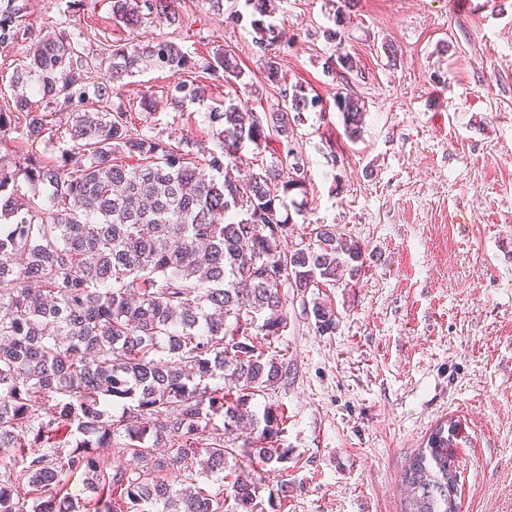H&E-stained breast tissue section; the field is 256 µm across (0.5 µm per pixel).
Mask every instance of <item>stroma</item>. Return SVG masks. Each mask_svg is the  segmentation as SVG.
<instances>
[{"label":"stroma","mask_w":512,"mask_h":512,"mask_svg":"<svg viewBox=\"0 0 512 512\" xmlns=\"http://www.w3.org/2000/svg\"><path fill=\"white\" fill-rule=\"evenodd\" d=\"M70 2L28 0L27 19L64 37L84 31L96 47L165 38L201 63L236 54L242 82L203 76L205 97L178 109L166 93L181 75L126 77L125 99L147 90L158 102L132 108L136 127L185 150L218 151L207 120L218 103L271 112L299 84L316 101L294 137L309 184L288 240L331 225L368 258L357 281L320 291L338 313L334 334L317 332L300 296L283 291L288 327L270 350L288 376L252 401L285 417L286 467H253L269 485L287 483L282 512H400L406 465L450 419L459 512H512V0H472L466 12L454 0H355L340 27L328 0H276L278 86L259 68L242 0L220 14L178 0L180 23L151 18L135 30L110 0ZM340 45L357 71L333 66ZM340 91L365 103L354 141Z\"/></svg>","instance_id":"obj_1"}]
</instances>
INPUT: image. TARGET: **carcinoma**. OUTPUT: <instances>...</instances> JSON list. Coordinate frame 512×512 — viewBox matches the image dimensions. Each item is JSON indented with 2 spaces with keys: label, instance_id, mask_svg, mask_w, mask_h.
I'll return each mask as SVG.
<instances>
[{
  "label": "carcinoma",
  "instance_id": "1",
  "mask_svg": "<svg viewBox=\"0 0 512 512\" xmlns=\"http://www.w3.org/2000/svg\"><path fill=\"white\" fill-rule=\"evenodd\" d=\"M273 0H245L266 80H282L281 31L266 21ZM175 0H112L130 28L148 16L180 22ZM26 0H0V47L28 46L0 104V512H76L81 478L98 490L92 512H282L288 484L272 488L246 475L276 468L289 449L277 444L282 417L263 412L258 436L239 448L224 435L258 424L256 393L287 375L261 340L288 327L281 288L307 297L355 278L365 245L318 225L314 239L284 244L287 199L306 193L304 159L293 146L302 112L314 105L294 86L288 107L244 112L230 102L209 112L220 152L193 154L128 121L113 102L114 83L149 62L193 74L196 64L168 40L89 51L79 41L26 21ZM102 68L111 83L92 81ZM241 80L226 50L203 66ZM183 80L170 104L204 97ZM336 108L354 137L364 102L339 92ZM25 126L33 140L69 148L45 157L10 147ZM276 140L288 163L239 182L214 171L242 161L245 144ZM45 198L15 192L19 179ZM317 331H336V311L303 302ZM224 379L212 389L207 380ZM122 407L114 419L103 409ZM456 422L439 426L409 461L402 512H458L453 444ZM165 449L148 455L145 440ZM126 458L114 467L99 453ZM216 477L223 493L200 476Z\"/></svg>",
  "mask_w": 512,
  "mask_h": 512
}]
</instances>
